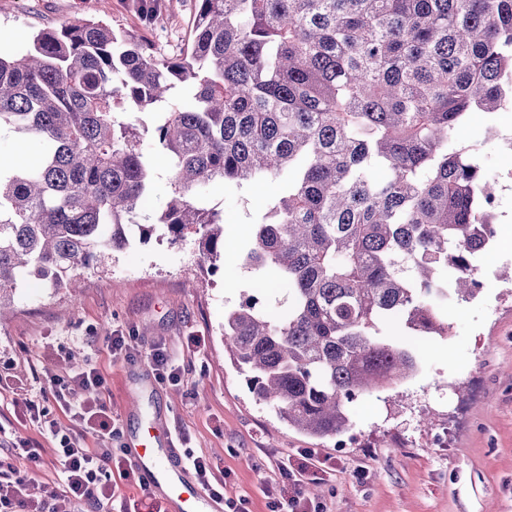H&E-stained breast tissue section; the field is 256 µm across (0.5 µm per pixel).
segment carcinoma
Instances as JSON below:
<instances>
[{
  "instance_id": "1",
  "label": "carcinoma",
  "mask_w": 512,
  "mask_h": 512,
  "mask_svg": "<svg viewBox=\"0 0 512 512\" xmlns=\"http://www.w3.org/2000/svg\"><path fill=\"white\" fill-rule=\"evenodd\" d=\"M142 26L157 0H134ZM180 54L78 19L24 53L0 46V129L38 152L0 155V322L34 276L73 292L141 229L153 162L170 192L154 223L198 236L210 271L227 241L204 189L279 184L243 265L288 285L224 316L249 391L317 439L417 369L391 335H448L444 302L480 289L495 237L491 186L462 138L512 108V0H195ZM185 87V99L165 94ZM163 109L153 128L128 119ZM143 146L152 157L154 166L153 191L144 208L145 213L152 214L161 208L168 196L170 174L166 157L148 136L145 137Z\"/></svg>"
}]
</instances>
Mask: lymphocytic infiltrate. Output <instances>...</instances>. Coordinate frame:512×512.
<instances>
[{
    "label": "lymphocytic infiltrate",
    "mask_w": 512,
    "mask_h": 512,
    "mask_svg": "<svg viewBox=\"0 0 512 512\" xmlns=\"http://www.w3.org/2000/svg\"><path fill=\"white\" fill-rule=\"evenodd\" d=\"M103 385V377L93 367L66 378H50L49 388L54 401L69 413L75 426L74 432L57 437L55 460L62 474V484L35 501L25 493L26 472L8 467L0 473V512H75L76 506L81 504L97 512L98 508L113 501L115 490L107 477L114 470L129 475L125 458L116 456L111 449L89 448L83 443V433L87 430L108 439L118 433L99 396ZM319 471V466L309 461L294 469L281 468L282 483L288 491L287 512H324L322 505L312 504L301 491L304 477L317 476Z\"/></svg>",
    "instance_id": "lymphocytic-infiltrate-1"
}]
</instances>
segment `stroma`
I'll return each mask as SVG.
<instances>
[{
    "label": "stroma",
    "mask_w": 512,
    "mask_h": 512,
    "mask_svg": "<svg viewBox=\"0 0 512 512\" xmlns=\"http://www.w3.org/2000/svg\"><path fill=\"white\" fill-rule=\"evenodd\" d=\"M162 22L144 29L130 0H0V44L25 51L32 35L77 19H95L147 40L163 54L189 37L193 0H162ZM490 136L473 113L463 138L499 185L498 224L512 221V110ZM278 191L264 180L242 190L212 187L210 207L224 219V236L246 243L253 221ZM482 289L448 309V335L416 345L411 377L362 399L341 440H316L288 427L249 392L224 355V314L256 283L240 255L206 273L193 238L172 241L157 228L114 253L108 268L82 269L77 298L36 279L18 290L14 312L0 322V461L12 445L38 441L44 465L29 494L56 481L57 441L22 416L16 400L30 398L61 432L72 424L41 390L52 374L97 368L102 396L122 437L162 413L177 448L209 457L224 471L225 496L270 512L264 484L279 480V461L298 464L306 451L327 459L317 482L326 512H512V248L494 244L480 270ZM125 337L128 352L112 353L107 335ZM176 357L181 378L159 381L154 346Z\"/></svg>",
    "instance_id": "stroma-1"
}]
</instances>
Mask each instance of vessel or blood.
I'll return each instance as SVG.
<instances>
[{"label":"vessel or blood","instance_id":"b4317fda","mask_svg":"<svg viewBox=\"0 0 512 512\" xmlns=\"http://www.w3.org/2000/svg\"><path fill=\"white\" fill-rule=\"evenodd\" d=\"M136 477L165 500L170 512H223V502L205 493L191 477L170 434L152 422L124 444Z\"/></svg>","mask_w":512,"mask_h":512}]
</instances>
